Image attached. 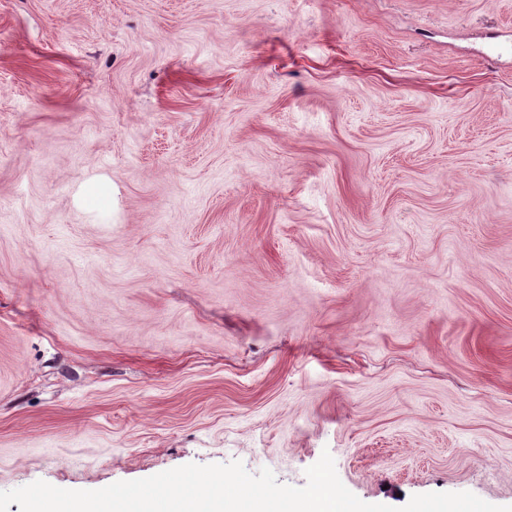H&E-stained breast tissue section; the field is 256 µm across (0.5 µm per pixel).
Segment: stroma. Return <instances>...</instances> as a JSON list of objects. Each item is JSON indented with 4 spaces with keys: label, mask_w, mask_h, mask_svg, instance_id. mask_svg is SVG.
Masks as SVG:
<instances>
[{
    "label": "stroma",
    "mask_w": 512,
    "mask_h": 512,
    "mask_svg": "<svg viewBox=\"0 0 512 512\" xmlns=\"http://www.w3.org/2000/svg\"><path fill=\"white\" fill-rule=\"evenodd\" d=\"M326 451L512 505V0H0V491Z\"/></svg>",
    "instance_id": "1"
}]
</instances>
